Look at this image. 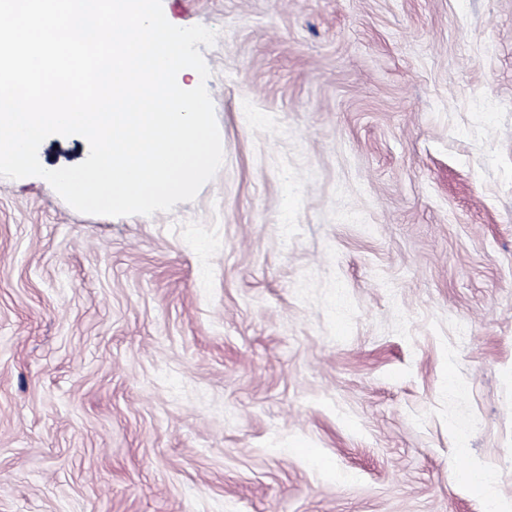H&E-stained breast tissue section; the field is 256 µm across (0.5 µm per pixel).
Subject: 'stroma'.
I'll return each mask as SVG.
<instances>
[{"mask_svg": "<svg viewBox=\"0 0 512 512\" xmlns=\"http://www.w3.org/2000/svg\"><path fill=\"white\" fill-rule=\"evenodd\" d=\"M162 6L224 161L150 216L0 177V512L512 501V0ZM463 477L474 487L479 489L486 498L493 501V512H510L512 511V502H504L496 498L494 493V476L487 470L471 466L463 472Z\"/></svg>", "mask_w": 512, "mask_h": 512, "instance_id": "obj_1", "label": "stroma"}]
</instances>
